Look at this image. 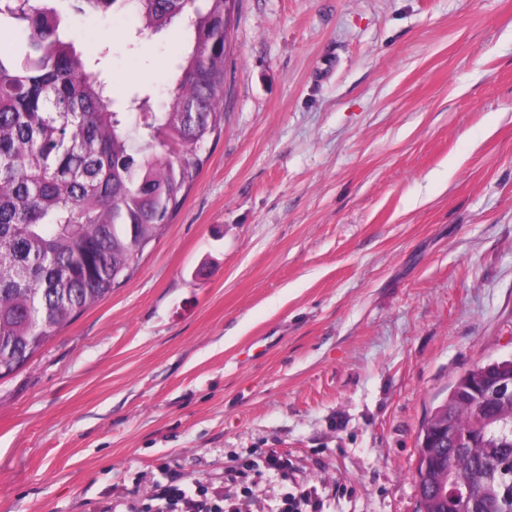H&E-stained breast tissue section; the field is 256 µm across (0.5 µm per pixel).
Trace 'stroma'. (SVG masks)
Returning a JSON list of instances; mask_svg holds the SVG:
<instances>
[{
	"label": "stroma",
	"instance_id": "35a3bbf8",
	"mask_svg": "<svg viewBox=\"0 0 512 512\" xmlns=\"http://www.w3.org/2000/svg\"><path fill=\"white\" fill-rule=\"evenodd\" d=\"M116 95L184 33L70 16ZM224 131L130 278L0 380V512H418V436L512 357V0H236ZM287 458L268 469V455ZM156 499L159 503L155 512H241L226 509L223 492L209 491V487L196 478L183 484L163 486ZM302 506L310 507L311 510L307 512H321L319 502L313 498L312 492L305 488H300L295 493L285 496L279 511L276 512H302Z\"/></svg>",
	"mask_w": 512,
	"mask_h": 512
}]
</instances>
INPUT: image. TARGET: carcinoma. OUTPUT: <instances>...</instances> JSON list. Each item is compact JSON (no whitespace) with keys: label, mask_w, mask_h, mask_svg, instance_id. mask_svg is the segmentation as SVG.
I'll return each mask as SVG.
<instances>
[{"label":"carcinoma","mask_w":512,"mask_h":512,"mask_svg":"<svg viewBox=\"0 0 512 512\" xmlns=\"http://www.w3.org/2000/svg\"><path fill=\"white\" fill-rule=\"evenodd\" d=\"M61 0H0V380L81 312L112 294L164 232L224 129L235 0H68L92 16L125 11L139 35L182 26L186 40L158 107L151 90L113 97L100 59L66 36ZM512 358L455 381L420 436L448 412L480 439L448 450L450 477L501 503L512 472V402L459 404Z\"/></svg>","instance_id":"obj_1"}]
</instances>
